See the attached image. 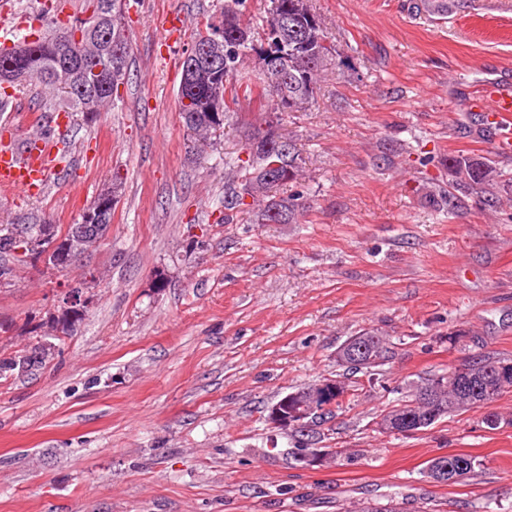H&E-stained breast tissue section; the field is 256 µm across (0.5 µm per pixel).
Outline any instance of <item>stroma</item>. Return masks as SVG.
<instances>
[{
	"label": "stroma",
	"instance_id": "35a3bbf8",
	"mask_svg": "<svg viewBox=\"0 0 512 512\" xmlns=\"http://www.w3.org/2000/svg\"><path fill=\"white\" fill-rule=\"evenodd\" d=\"M57 0H0V27L37 38ZM312 0L344 62L280 131L305 161L293 224L224 223V158L267 106L240 94L239 122L198 149L179 116L182 63L224 0H130L129 77L96 117L74 114L75 167L42 196L0 190V224H72L120 178L109 233L63 271L18 269L0 286V357L32 342L62 288L98 270L92 302L50 363L0 379V512H359L395 496L405 512H512V393L411 436L381 415L424 379L491 352L512 358V155L496 154L473 98L512 83V0ZM185 16L165 46L161 18ZM38 82L0 109V137L31 134ZM452 156L494 159L495 206L480 188L447 212ZM164 288H154L156 277ZM373 331L394 355L317 428L316 447L354 461L288 462L273 428L282 396L341 371L338 348ZM479 467L459 483L421 475L442 454Z\"/></svg>",
	"mask_w": 512,
	"mask_h": 512
}]
</instances>
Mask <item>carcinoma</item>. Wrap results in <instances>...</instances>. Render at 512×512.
Here are the masks:
<instances>
[{
	"label": "carcinoma",
	"mask_w": 512,
	"mask_h": 512,
	"mask_svg": "<svg viewBox=\"0 0 512 512\" xmlns=\"http://www.w3.org/2000/svg\"><path fill=\"white\" fill-rule=\"evenodd\" d=\"M246 0H224V11L221 12L220 23L224 29L236 34V37L224 41L221 48H212L214 58L224 64V83H222V113L228 122L236 116L231 105L236 103L237 90L231 80L239 74V67L247 53L255 56L260 97L267 101L268 111L275 114L281 112H304L315 100L320 82L329 70L340 68L342 61L337 59L336 49L327 43L326 28L310 0H266L267 8L262 16L264 36L261 43L254 44L252 31L242 19V7ZM87 15L70 21L71 27L84 32L83 41L75 47V51H66L57 45L55 39L40 37L29 41L23 37L13 44L9 53L0 48V71L6 70L12 61V53L21 49L25 56L27 76L11 83L17 88L31 81H38L49 90V98L38 105V111L80 112L86 117H94L113 103L118 85L123 83L128 73V57L130 37L123 23L122 0H84ZM286 15L292 27L288 28V57L280 58L283 67L281 72L266 69L267 56L264 46L278 47L281 37L276 29V17ZM122 30L125 50L122 56L112 60V79L118 84L104 95L98 88L84 84L78 73L81 60L93 55L98 45L106 38L115 36L116 30ZM179 115L182 121H192L197 139L209 141L217 136L218 130L212 124V114L208 110L209 99L192 91L188 86L178 88ZM283 138L278 124L267 122L264 130L245 131L241 148L257 145L256 151L246 160L235 157L228 162L229 173L224 182V223L232 224L237 214L245 205L243 197L252 198L250 206L257 208V218L263 224H291L296 214L306 208L303 195L295 192L286 197L276 196L278 190L300 183L304 179L303 161L293 141H288V153L276 157L280 166L268 169L271 158L266 156L264 147ZM448 169L454 173L456 188L479 186L492 192L501 182V171L497 166L485 159L448 158ZM98 202H93L88 211L97 220V241L105 239L112 212H97ZM18 233L41 241L42 244L57 243L55 252L45 261V267L57 268L55 260L66 254L82 255L92 247L90 241L80 233L62 232L58 224H0V282L15 276L16 268L6 265L3 255L7 253L12 239ZM82 315L63 312L50 320L51 328L56 330L62 326L67 329L66 335H72L81 322ZM57 345L40 340L29 344L16 352L15 355L0 359V378H6L16 372H28L52 360ZM497 365L508 378V387L491 388L487 393L494 402L507 393L512 392V359L490 353H483L477 358L475 365ZM382 363H377L366 370L344 366V373L336 375L338 379H346L350 375L362 374L367 377L363 382L359 379L349 382L351 392L348 397L354 398L364 390L365 383L373 382ZM467 387L463 379L448 380V406L446 411L433 413L429 406L417 407L412 410L413 422L428 428L444 417L461 411L457 402L461 392ZM450 466L464 464L459 478L463 479L479 465L476 457L468 454H448L430 459L423 469V476L431 477L430 471L439 463Z\"/></svg>",
	"instance_id": "obj_1"
}]
</instances>
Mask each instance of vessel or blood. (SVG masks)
Segmentation results:
<instances>
[{
	"mask_svg": "<svg viewBox=\"0 0 512 512\" xmlns=\"http://www.w3.org/2000/svg\"><path fill=\"white\" fill-rule=\"evenodd\" d=\"M473 106L483 112L487 122L497 130L494 149L502 155L512 154V85L489 83L483 86ZM59 135L53 141L35 135L27 139L23 151H0V188L37 195L44 191L48 180L66 151L62 138L68 126L65 116L54 117Z\"/></svg>",
	"mask_w": 512,
	"mask_h": 512,
	"instance_id": "b4317fda",
	"label": "vessel or blood"
}]
</instances>
